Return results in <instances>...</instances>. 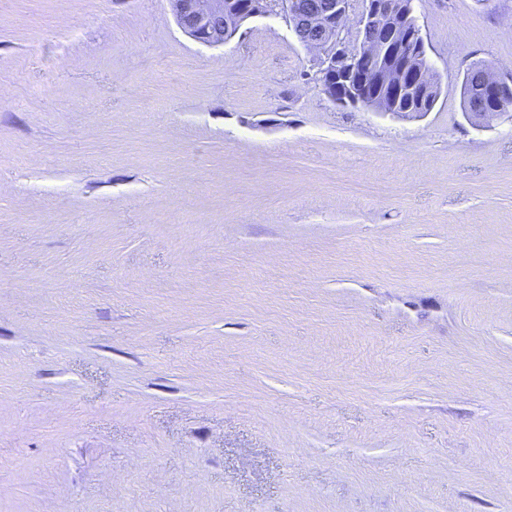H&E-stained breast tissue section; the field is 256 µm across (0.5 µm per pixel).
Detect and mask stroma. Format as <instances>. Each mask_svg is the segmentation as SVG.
<instances>
[{
	"label": "stroma",
	"instance_id": "35a3bbf8",
	"mask_svg": "<svg viewBox=\"0 0 512 512\" xmlns=\"http://www.w3.org/2000/svg\"><path fill=\"white\" fill-rule=\"evenodd\" d=\"M414 119L281 15L0 0V512H512V0H414ZM474 69H480L483 73L484 83L482 90L485 97L492 98L495 101V108L489 112L487 104H483L479 96H468V90L462 92L465 112L464 117L473 125L480 126L489 116L499 115L512 107V98L510 99L511 83L499 77L488 65H480ZM472 112H479L474 114Z\"/></svg>",
	"mask_w": 512,
	"mask_h": 512
}]
</instances>
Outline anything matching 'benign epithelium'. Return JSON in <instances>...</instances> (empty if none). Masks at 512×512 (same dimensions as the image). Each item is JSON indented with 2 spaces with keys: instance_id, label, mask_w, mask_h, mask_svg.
<instances>
[{
  "instance_id": "obj_1",
  "label": "benign epithelium",
  "mask_w": 512,
  "mask_h": 512,
  "mask_svg": "<svg viewBox=\"0 0 512 512\" xmlns=\"http://www.w3.org/2000/svg\"><path fill=\"white\" fill-rule=\"evenodd\" d=\"M181 29L195 41L211 47L232 40L251 20L282 12L292 31H311L322 37L300 43L314 53L318 72L327 78L323 93L335 105L366 108L400 116L398 103L406 96L409 109L420 117L431 111L429 95L432 76L416 61L425 57V46L418 25L409 20L406 0H365L357 16L354 44L350 38L349 0H244L232 17L229 33H224V0H169ZM483 73L484 95L495 101L491 112L464 113L479 126L489 116L512 107V84L499 77L488 65Z\"/></svg>"
}]
</instances>
